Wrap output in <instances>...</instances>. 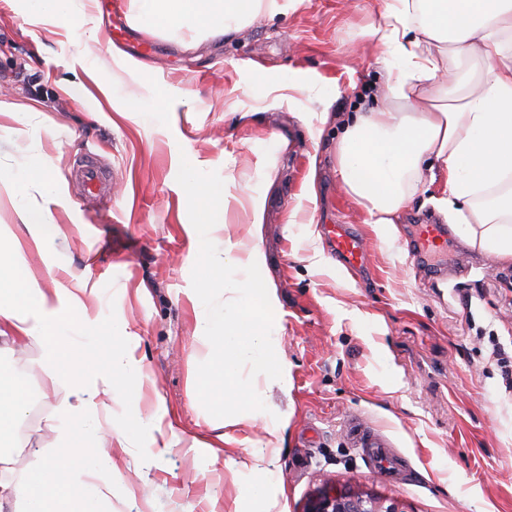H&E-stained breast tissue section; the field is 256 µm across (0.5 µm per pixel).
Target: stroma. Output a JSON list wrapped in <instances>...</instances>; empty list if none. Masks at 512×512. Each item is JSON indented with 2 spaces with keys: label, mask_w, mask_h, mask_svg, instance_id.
<instances>
[{
  "label": "stroma",
  "mask_w": 512,
  "mask_h": 512,
  "mask_svg": "<svg viewBox=\"0 0 512 512\" xmlns=\"http://www.w3.org/2000/svg\"><path fill=\"white\" fill-rule=\"evenodd\" d=\"M83 16L43 25L27 0H0V170L25 169L32 154L54 185L26 186L16 207L0 185V229L21 244L43 288L93 291L89 317L123 318L138 336L142 377L114 404V418L136 409L167 423L168 447L153 434L113 449L112 512H305L324 485L379 498L396 512H512V393L493 350L512 358V263L499 264L451 236L445 271L411 269L402 247L414 225L440 217L444 172L402 209L394 239L380 238L367 212L336 186L335 121L321 123V96L331 112L373 105L383 65L367 38L380 23L378 0H295L288 12L260 14L219 45L193 49L132 29L130 0H83ZM101 21L96 59L85 50ZM138 68V80L105 96L113 69ZM305 76L289 105H273L272 78ZM176 107L177 121L146 127L136 111L141 83ZM248 120H238V113ZM284 136L286 146L269 138ZM218 172V222L257 247L263 279L278 298L274 350L288 365L271 380L265 410L221 427L194 388L200 318L190 301L193 255L181 159ZM90 162L108 173L110 209L90 197L78 173ZM270 171L260 237L249 234L242 203L249 177ZM314 196H307V183ZM48 214L58 234L33 238L32 212ZM346 224L365 238L363 267L349 270L328 248L324 227ZM65 391L42 397L26 418L22 479L54 448L49 418ZM289 425L277 467L267 476L244 467L265 438L271 416ZM386 439L404 473H378L370 452L353 446L349 423ZM226 440L211 459L201 448Z\"/></svg>",
  "instance_id": "obj_1"
}]
</instances>
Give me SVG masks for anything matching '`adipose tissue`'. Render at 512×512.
I'll return each mask as SVG.
<instances>
[{
    "instance_id": "obj_1",
    "label": "adipose tissue",
    "mask_w": 512,
    "mask_h": 512,
    "mask_svg": "<svg viewBox=\"0 0 512 512\" xmlns=\"http://www.w3.org/2000/svg\"><path fill=\"white\" fill-rule=\"evenodd\" d=\"M278 0H131V17L187 45L238 33ZM372 31L384 54L379 106L352 112L336 146L339 188L394 235L396 214L417 196L435 166L445 170L444 210L465 243L512 262V0H380ZM484 62L463 96L452 97L457 68ZM82 288L46 289L0 269V353L38 344L49 388L70 396L52 415L55 451L21 481L10 477L21 444L0 448V512H112L113 445L149 429L131 412L112 420V405L142 365L125 320L95 331Z\"/></svg>"
}]
</instances>
